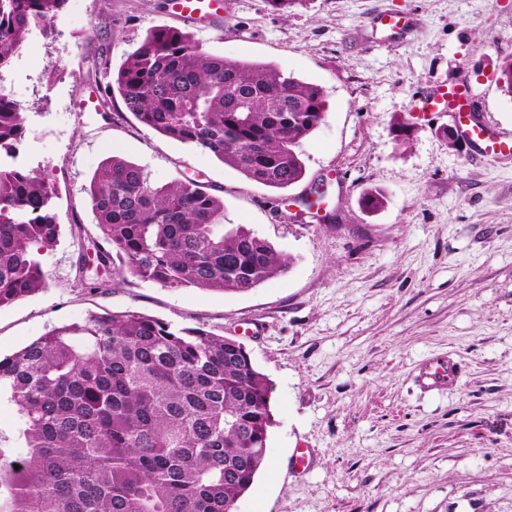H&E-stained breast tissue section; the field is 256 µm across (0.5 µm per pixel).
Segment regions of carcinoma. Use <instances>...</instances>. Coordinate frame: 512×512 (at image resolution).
Instances as JSON below:
<instances>
[{"label": "carcinoma", "mask_w": 512, "mask_h": 512, "mask_svg": "<svg viewBox=\"0 0 512 512\" xmlns=\"http://www.w3.org/2000/svg\"><path fill=\"white\" fill-rule=\"evenodd\" d=\"M67 0H0V69ZM512 97V57L498 64ZM103 103L119 93L143 126L213 155L251 182L302 181V144L325 119L320 87L277 67L206 53L175 27L154 28L118 72L98 62ZM24 106L0 91V151L24 138ZM98 237L78 238L87 288L102 273L162 288L242 293L278 278L287 259L224 199L186 177L151 181L114 156L83 188ZM46 173L0 169V308L47 287L42 256L60 238ZM17 407L0 436V512H234L266 462L268 378L231 337L134 309L54 327L0 357V401ZM20 469H15V466Z\"/></svg>", "instance_id": "obj_1"}]
</instances>
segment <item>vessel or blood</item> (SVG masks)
Listing matches in <instances>:
<instances>
[{
  "instance_id": "b4317fda",
  "label": "vessel or blood",
  "mask_w": 512,
  "mask_h": 512,
  "mask_svg": "<svg viewBox=\"0 0 512 512\" xmlns=\"http://www.w3.org/2000/svg\"><path fill=\"white\" fill-rule=\"evenodd\" d=\"M219 0H175L174 10L181 17L201 24L210 17ZM433 112H446L454 116L460 133L487 157L512 155V140L494 135L473 117L472 96L467 89L452 88L429 100ZM462 377V368L452 357L433 356L422 362L415 381L422 391L441 392L456 387Z\"/></svg>"
}]
</instances>
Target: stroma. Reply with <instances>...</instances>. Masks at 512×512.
<instances>
[{
	"instance_id": "1",
	"label": "stroma",
	"mask_w": 512,
	"mask_h": 512,
	"mask_svg": "<svg viewBox=\"0 0 512 512\" xmlns=\"http://www.w3.org/2000/svg\"><path fill=\"white\" fill-rule=\"evenodd\" d=\"M384 12L410 16L414 31L381 27ZM157 26L323 89L302 181L284 193L250 182L142 126L121 98L89 100L97 59L120 67ZM29 42L32 57L0 73L25 108L15 162L51 175L63 234L42 259L47 288L0 308L1 356L106 310L234 337L271 382L275 420L236 512H512V157L481 156L464 138L449 147L447 114L417 116L426 97L463 82L488 129L512 135L497 75L512 57V0H304L285 17L264 0H223L206 31L175 18L172 0H67ZM113 155L160 184L200 174L223 197L225 223L257 230L286 273L243 293L129 275L84 288L71 232L95 234L82 187ZM322 178L334 219H295L284 198ZM375 189L385 205L370 212L362 199ZM433 355L461 362L458 386L420 391L415 369ZM298 448L311 451L304 473Z\"/></svg>"
}]
</instances>
